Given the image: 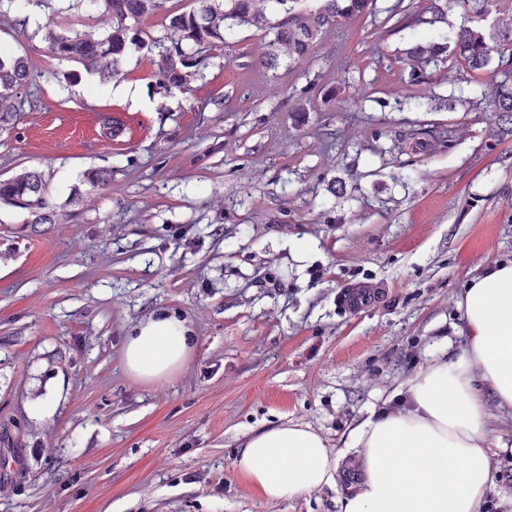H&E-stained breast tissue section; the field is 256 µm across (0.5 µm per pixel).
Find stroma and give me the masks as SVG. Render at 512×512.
Here are the masks:
<instances>
[{
    "mask_svg": "<svg viewBox=\"0 0 512 512\" xmlns=\"http://www.w3.org/2000/svg\"><path fill=\"white\" fill-rule=\"evenodd\" d=\"M328 26L310 55L265 64L237 28L190 89L160 92L156 58L103 81L52 56L37 23L0 15V51L41 84L0 130V176L42 170L56 217L0 201V512H340L351 430L425 362L465 345L467 281L512 261V124L487 99L496 64L448 59L411 81L406 48L470 20L395 27L397 2ZM31 11L97 37L87 0ZM122 118L118 139L105 118ZM108 168L110 184L92 186ZM307 243L310 259H293ZM370 289L366 307L343 295ZM180 313L187 365L130 376L129 328ZM47 417H33L41 400ZM311 426L344 451L335 488L269 501L236 470L264 424ZM481 512H512V453L491 457Z\"/></svg>",
    "mask_w": 512,
    "mask_h": 512,
    "instance_id": "35a3bbf8",
    "label": "stroma"
}]
</instances>
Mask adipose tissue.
<instances>
[{"label":"adipose tissue","instance_id":"obj_1","mask_svg":"<svg viewBox=\"0 0 512 512\" xmlns=\"http://www.w3.org/2000/svg\"><path fill=\"white\" fill-rule=\"evenodd\" d=\"M465 348L437 359L394 390L351 434L362 481L341 512H480L491 485L489 405L512 413V262L471 278L458 300ZM195 338L177 313L149 316L123 345L136 379L171 377L190 359ZM340 456L310 426L285 422L258 430L235 467L270 500L335 487Z\"/></svg>","mask_w":512,"mask_h":512}]
</instances>
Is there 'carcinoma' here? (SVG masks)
Here are the masks:
<instances>
[{"mask_svg":"<svg viewBox=\"0 0 512 512\" xmlns=\"http://www.w3.org/2000/svg\"><path fill=\"white\" fill-rule=\"evenodd\" d=\"M300 0H193L190 10H170L166 0H102L112 17V29L100 39L74 30H62L53 23L43 26L44 40L51 53L81 64L88 72L103 80L117 75L123 63L134 52H147L158 57L156 76L165 93L184 90L189 81L203 76L209 52L225 42L226 33L239 26L272 31L265 53L266 65L277 66L281 56L300 59L307 56L325 27L341 19L369 11L373 0H317L318 5L299 6ZM490 0H463L474 6L477 20L461 26L444 43L429 48L417 45L408 52L412 60L435 62L445 52L459 58L472 70H482L491 62V53L500 48L512 49V17L482 24ZM166 12V34L155 37L141 27L144 17ZM280 18L271 20V14ZM406 27L433 26L442 19L439 7L432 5L425 14H414L397 4L390 17ZM500 80L491 91L490 102L495 111L512 120V62L498 65ZM41 81L59 86L68 75L55 70L39 73ZM28 62L22 57L0 55V129L12 124L24 105H33L31 86L35 79ZM0 200L27 211L32 224L54 223L48 179L38 170L25 171L0 179Z\"/></svg>","mask_w":512,"mask_h":512,"instance_id":"1","label":"carcinoma"}]
</instances>
